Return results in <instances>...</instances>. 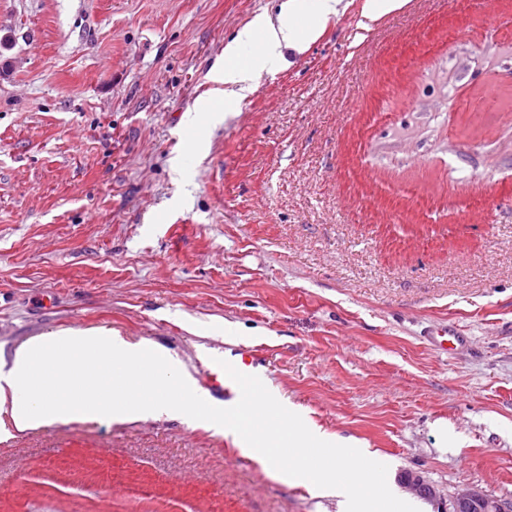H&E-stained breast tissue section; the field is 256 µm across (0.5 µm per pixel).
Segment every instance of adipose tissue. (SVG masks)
Here are the masks:
<instances>
[{
    "instance_id": "adipose-tissue-1",
    "label": "adipose tissue",
    "mask_w": 512,
    "mask_h": 512,
    "mask_svg": "<svg viewBox=\"0 0 512 512\" xmlns=\"http://www.w3.org/2000/svg\"><path fill=\"white\" fill-rule=\"evenodd\" d=\"M342 0H282L276 15L255 18L224 49L225 64L215 78L238 91L251 90L256 78L280 63L288 50L303 51L320 33L322 20L334 16ZM252 44L253 53L239 59L238 46Z\"/></svg>"
}]
</instances>
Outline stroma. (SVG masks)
<instances>
[{"label":"stroma","instance_id":"obj_1","mask_svg":"<svg viewBox=\"0 0 512 512\" xmlns=\"http://www.w3.org/2000/svg\"><path fill=\"white\" fill-rule=\"evenodd\" d=\"M279 0H0V354L149 340L264 384L449 512L512 498V0H408L225 106L224 47ZM219 121L195 132L200 102ZM447 326L465 349L435 351ZM0 512H337L186 416L0 439ZM512 499L490 496L478 488L465 486L453 498L451 512H511Z\"/></svg>","mask_w":512,"mask_h":512}]
</instances>
